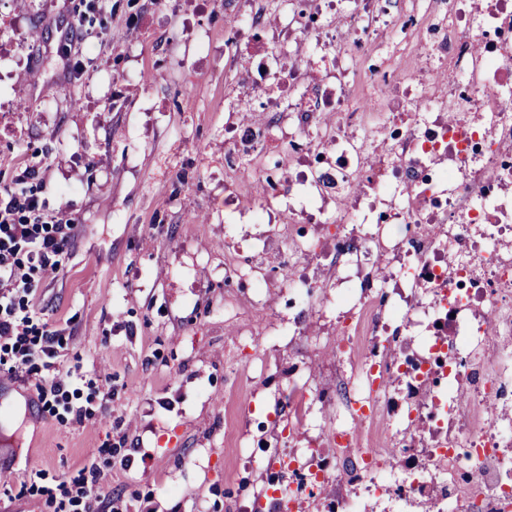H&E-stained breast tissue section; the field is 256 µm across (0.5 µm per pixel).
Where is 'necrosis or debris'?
I'll use <instances>...</instances> for the list:
<instances>
[{
  "label": "necrosis or debris",
  "mask_w": 512,
  "mask_h": 512,
  "mask_svg": "<svg viewBox=\"0 0 512 512\" xmlns=\"http://www.w3.org/2000/svg\"><path fill=\"white\" fill-rule=\"evenodd\" d=\"M297 2L285 0L281 29L302 49L292 69L273 55L256 69L310 88L286 108L272 97L239 99V111L269 121L224 132L229 168L263 155L251 177L267 194L246 221L281 217L263 245L289 243L297 259L309 246L289 238V225H341L326 253L336 267L351 261L354 242L368 255L393 246L407 256L404 283L425 294L413 304L382 289L367 295L352 339L369 358L362 381L342 391L344 412L372 425L389 399L387 378L401 379L417 459L387 443L365 446L346 429L324 438L350 463L352 485L387 497V512L432 493L437 512H512V0H412L394 15L390 0H314L310 13ZM388 30L413 34L429 52L389 65L380 54ZM312 50L330 57L332 72L315 75ZM434 71L444 72L443 87L427 81ZM326 112L335 125L322 122ZM298 189L346 193L352 203L329 217L300 214ZM395 320L412 326L418 354L379 347Z\"/></svg>",
  "instance_id": "1"
}]
</instances>
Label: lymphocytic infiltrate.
Instances as JSON below:
<instances>
[{
	"instance_id": "1",
	"label": "lymphocytic infiltrate",
	"mask_w": 512,
	"mask_h": 512,
	"mask_svg": "<svg viewBox=\"0 0 512 512\" xmlns=\"http://www.w3.org/2000/svg\"><path fill=\"white\" fill-rule=\"evenodd\" d=\"M31 177L23 171L15 187L0 190V373L33 381L41 412L52 414L61 406L79 423L85 411L75 402V387L84 375L59 370L60 338L41 323L33 303L41 280L62 269L76 227L47 223L43 203L25 189ZM73 485L72 512H107L95 461H88Z\"/></svg>"
}]
</instances>
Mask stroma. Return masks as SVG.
<instances>
[{"label": "stroma", "mask_w": 512, "mask_h": 512, "mask_svg": "<svg viewBox=\"0 0 512 512\" xmlns=\"http://www.w3.org/2000/svg\"><path fill=\"white\" fill-rule=\"evenodd\" d=\"M251 0H0V188L25 168L48 215L78 226L65 271L36 303L62 338L61 370L81 365L83 423L35 415L32 383L0 382V512H53L24 490L32 472L62 496L89 460L112 512H272L293 487L298 512H332L349 484L297 487L286 463L318 448L328 473L347 461L324 441L341 415L339 382L369 351L348 350L367 288L384 287L392 254L352 272L316 267L309 307L278 282L294 269L266 251L262 228L242 257L263 293L224 285V227L259 203L237 179L224 206V125L262 42L225 63L233 15ZM81 19L83 38L70 34ZM308 389L289 429L286 396ZM133 453L130 468L120 457Z\"/></svg>", "instance_id": "35a3bbf8"}]
</instances>
